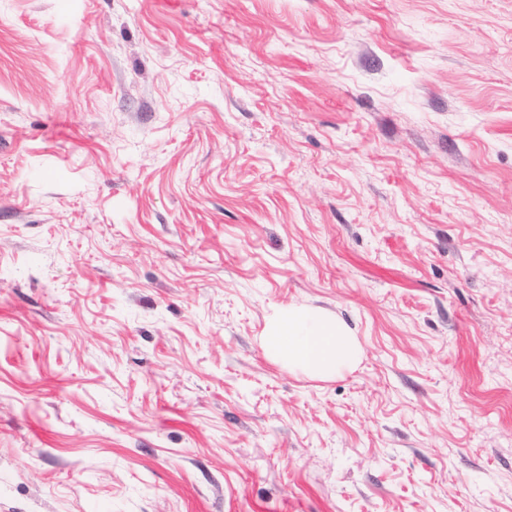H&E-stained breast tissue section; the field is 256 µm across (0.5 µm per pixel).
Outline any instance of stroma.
Returning a JSON list of instances; mask_svg holds the SVG:
<instances>
[{
    "mask_svg": "<svg viewBox=\"0 0 512 512\" xmlns=\"http://www.w3.org/2000/svg\"><path fill=\"white\" fill-rule=\"evenodd\" d=\"M0 512H512V0H0ZM273 358L308 375L329 378L354 368L360 359L355 336L336 318L312 311L288 309L276 317L266 336Z\"/></svg>",
    "mask_w": 512,
    "mask_h": 512,
    "instance_id": "35a3bbf8",
    "label": "stroma"
}]
</instances>
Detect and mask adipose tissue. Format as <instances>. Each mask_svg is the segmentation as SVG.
Masks as SVG:
<instances>
[{
    "mask_svg": "<svg viewBox=\"0 0 512 512\" xmlns=\"http://www.w3.org/2000/svg\"><path fill=\"white\" fill-rule=\"evenodd\" d=\"M273 358L308 375L329 378L354 368L360 359L355 336L336 318L312 311L289 310L268 328Z\"/></svg>",
    "mask_w": 512,
    "mask_h": 512,
    "instance_id": "1",
    "label": "adipose tissue"
}]
</instances>
